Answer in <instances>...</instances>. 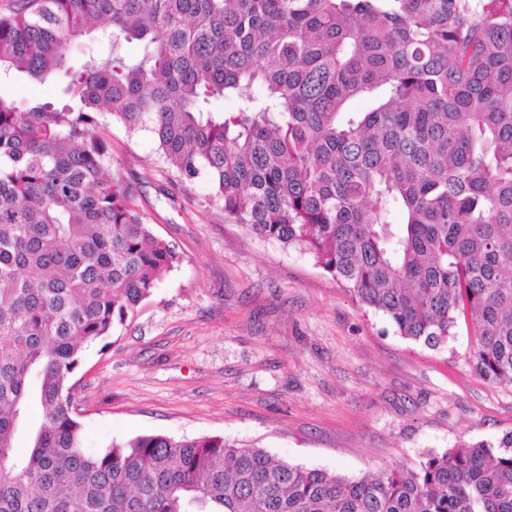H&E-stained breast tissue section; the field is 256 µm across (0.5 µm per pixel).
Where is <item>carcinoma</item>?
Listing matches in <instances>:
<instances>
[{
	"label": "carcinoma",
	"mask_w": 512,
	"mask_h": 512,
	"mask_svg": "<svg viewBox=\"0 0 512 512\" xmlns=\"http://www.w3.org/2000/svg\"><path fill=\"white\" fill-rule=\"evenodd\" d=\"M100 21L111 58L73 68ZM15 75L69 102L0 100V512H512V431L354 479L221 436L89 453L75 407L86 347L175 260L110 172L108 119L404 338L464 321L474 373L512 387V0H18Z\"/></svg>",
	"instance_id": "carcinoma-1"
}]
</instances>
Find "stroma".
<instances>
[{"mask_svg": "<svg viewBox=\"0 0 512 512\" xmlns=\"http://www.w3.org/2000/svg\"><path fill=\"white\" fill-rule=\"evenodd\" d=\"M0 99L63 104L55 79L0 80ZM173 269L126 325L90 344L76 401L95 451L139 434L220 435L360 478L512 431V388L469 364L466 325L432 349L397 335L307 254L229 222L204 179L167 169L149 133L108 129Z\"/></svg>", "mask_w": 512, "mask_h": 512, "instance_id": "1", "label": "stroma"}]
</instances>
